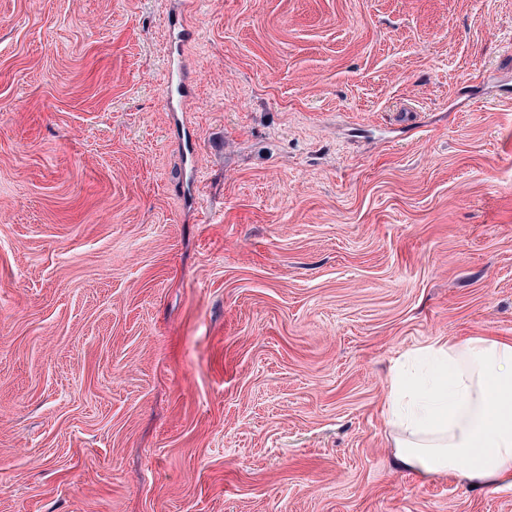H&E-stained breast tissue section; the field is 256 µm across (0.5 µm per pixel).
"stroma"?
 Returning <instances> with one entry per match:
<instances>
[{"instance_id":"35a3bbf8","label":"stroma","mask_w":512,"mask_h":512,"mask_svg":"<svg viewBox=\"0 0 512 512\" xmlns=\"http://www.w3.org/2000/svg\"><path fill=\"white\" fill-rule=\"evenodd\" d=\"M453 336H512V0H0V512H512L391 464ZM165 75L168 112H185L188 103L182 97L187 90V78L182 63L171 56L166 62Z\"/></svg>"}]
</instances>
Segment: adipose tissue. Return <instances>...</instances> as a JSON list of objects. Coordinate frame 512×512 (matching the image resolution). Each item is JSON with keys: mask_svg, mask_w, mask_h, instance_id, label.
Listing matches in <instances>:
<instances>
[{"mask_svg": "<svg viewBox=\"0 0 512 512\" xmlns=\"http://www.w3.org/2000/svg\"><path fill=\"white\" fill-rule=\"evenodd\" d=\"M428 376L394 368L383 399L395 466L478 488L512 487V338L469 336L419 349Z\"/></svg>", "mask_w": 512, "mask_h": 512, "instance_id": "obj_1", "label": "adipose tissue"}]
</instances>
